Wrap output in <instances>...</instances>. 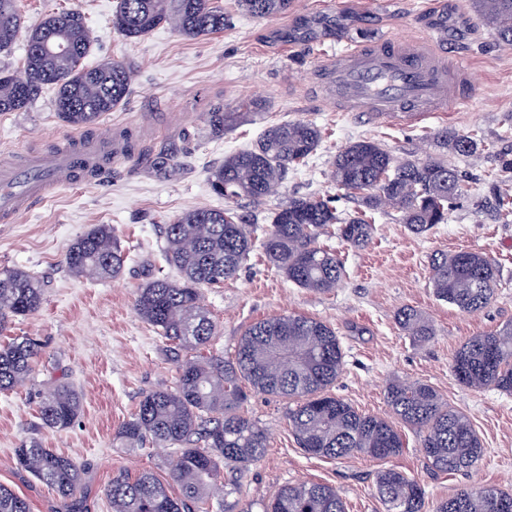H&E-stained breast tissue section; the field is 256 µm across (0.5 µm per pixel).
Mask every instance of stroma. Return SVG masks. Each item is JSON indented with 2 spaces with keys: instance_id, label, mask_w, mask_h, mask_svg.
I'll use <instances>...</instances> for the list:
<instances>
[{
  "instance_id": "35a3bbf8",
  "label": "stroma",
  "mask_w": 512,
  "mask_h": 512,
  "mask_svg": "<svg viewBox=\"0 0 512 512\" xmlns=\"http://www.w3.org/2000/svg\"><path fill=\"white\" fill-rule=\"evenodd\" d=\"M218 3L228 18L221 33L189 39L163 25L130 41L112 25L117 0H18L29 24L54 9L81 11L96 58L123 62L132 89L97 124L112 132L111 170L91 182L60 184L32 212L0 223V270L22 268L44 283L41 308L0 332V345L29 336L42 346L30 378L0 393V484L24 496L31 512H67L54 490L17 463L15 448L32 437L81 466L82 512H112L105 489L118 473L166 476L169 452L113 444L116 428L136 412L143 394L173 388L177 377L169 343L134 310L137 289L151 277L175 274L161 260L164 225L198 205L224 208V198L211 189V169L252 146L266 126L305 120L322 131L307 163L289 168L278 193L261 203L238 202L259 223H268L290 197L334 192L332 162L357 140L378 141L401 159L423 158L438 154L435 135L445 129L471 135L478 148L467 157H448L465 181L447 223L417 236L401 224L396 209L385 207L371 215L374 233L365 248L320 236L319 245L345 262L346 275L332 291L297 287L257 251L235 278L203 288L217 326L213 349L232 355L245 330L274 316L320 320L335 330L344 351L334 396L390 420L388 384L420 382L469 416L484 455L454 475L435 472L416 429L398 426L404 448L390 463L424 489V512L462 488L512 491V394L493 386L466 388L451 369L453 355L470 337L512 323V222L497 214L499 199L512 198V173L501 170L502 157H512V48L499 46L474 0H291L287 12L267 17L245 13L237 0ZM435 28L471 61L475 88L454 111L402 126L327 111L311 95L318 65L337 41L419 38ZM55 97V89L46 87L26 110L0 112V166L73 136L57 114ZM218 104L236 115L219 137L202 118ZM95 224L112 225L130 255L117 278L77 277L65 267L71 243ZM464 250L481 253L496 270L493 297L474 314L438 300L430 282L435 254ZM406 307L429 320L433 336L420 340L400 328L397 313ZM60 381L83 395L80 417L64 430L44 427L39 419L41 396ZM289 406L287 399L250 393L244 411L265 429L267 449L246 472L231 464L221 468V481L238 486L227 503L236 512H263L283 485L313 481L335 487L346 512H386L375 488L385 463L363 453L338 459L305 453L289 425Z\"/></svg>"
}]
</instances>
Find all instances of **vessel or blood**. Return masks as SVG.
<instances>
[{"instance_id": "1", "label": "vessel or blood", "mask_w": 512, "mask_h": 512, "mask_svg": "<svg viewBox=\"0 0 512 512\" xmlns=\"http://www.w3.org/2000/svg\"><path fill=\"white\" fill-rule=\"evenodd\" d=\"M314 93L334 112H359L385 122L412 125L452 111L473 91L464 56L442 33L429 39L354 43L324 60ZM100 153L57 146L29 154L18 167L0 169V222L44 201L60 183L92 180Z\"/></svg>"}]
</instances>
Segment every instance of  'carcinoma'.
I'll use <instances>...</instances> for the list:
<instances>
[{"mask_svg": "<svg viewBox=\"0 0 512 512\" xmlns=\"http://www.w3.org/2000/svg\"><path fill=\"white\" fill-rule=\"evenodd\" d=\"M252 16L265 17L288 9L290 0H238ZM493 25L497 39L512 44V0H474ZM169 24L181 34L199 38L224 30V9L213 0H118L113 25L129 40H139L154 28ZM24 37L23 72L0 71V112L27 108L44 87L56 89L59 118L74 129H89L119 107L130 93L131 73L121 62L102 59L93 66L94 39L81 14L50 12L34 25H24L17 0H0V52H8ZM216 135L232 122L221 106L205 113ZM322 135L315 125L295 121L269 126L257 143L224 158L211 172L215 194L235 202H260L282 184L288 168L299 166L317 149ZM440 147L468 156L476 141L442 130ZM332 182L349 194L362 195L369 210L391 204L402 223L421 234L448 222V213L462 193V175L445 155L397 161L379 143L355 142L332 164ZM350 246L363 248L373 226L359 212L343 215L336 196L292 197L279 207L269 224L227 207H194L165 225V263L177 278L160 276L140 289L136 314L152 326L177 352L209 345L215 324L200 303V288L233 278L255 251L300 288L328 292L345 276L342 260L317 245L331 227ZM126 262L114 228L95 224L69 246L64 263L76 276L115 278ZM431 282L436 297L465 313H477L490 301L496 271L480 253H441L432 259ZM43 284L30 272L0 271V332L17 317L39 310ZM398 323L408 335L425 339L432 325L416 310L403 308ZM41 354L36 339L21 336L0 346V391L22 383ZM344 365L336 332L325 323L301 315L261 320L240 338L233 359L221 355L191 356L178 361L172 390L143 396L137 412L115 430L118 448H141L151 443L173 449L167 478L143 471L132 477H112L107 496L112 512H212L223 506L226 490L219 482L220 465L245 470L265 454L267 436L255 420L241 414L248 398L244 386L268 395L297 399L288 421L298 445L317 457L336 459L354 452L387 460L402 452L403 440L388 420L358 412L330 393ZM452 370L458 382L471 389L494 385L512 392V325L470 338L455 354ZM387 402L405 424L417 428L432 469L453 474L475 465L483 443L468 417L448 406L423 383L394 382ZM82 395L68 384L49 391L39 406L42 425L70 427L80 415ZM24 471L52 488L80 512L77 498L81 468L30 438L16 448ZM377 490L387 512H423L425 493L418 482L388 468L377 475ZM0 512H31L26 498L0 485ZM264 512H346L332 486L301 482L282 486ZM435 512H512V494L498 488H463L439 502Z\"/></svg>", "mask_w": 512, "mask_h": 512, "instance_id": "obj_1", "label": "carcinoma"}]
</instances>
